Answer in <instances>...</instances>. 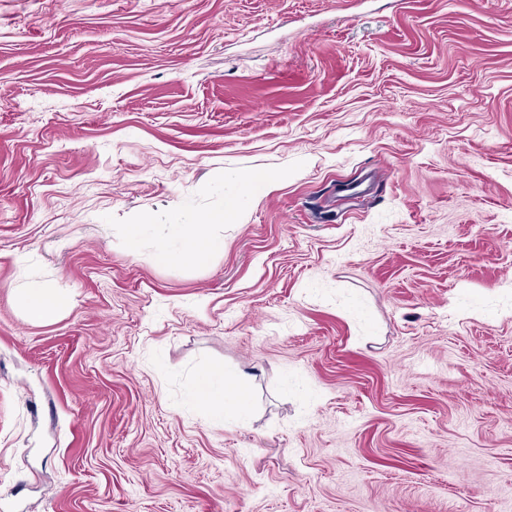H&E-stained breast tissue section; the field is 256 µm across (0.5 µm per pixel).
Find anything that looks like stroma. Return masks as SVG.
Masks as SVG:
<instances>
[{
  "instance_id": "obj_1",
  "label": "stroma",
  "mask_w": 512,
  "mask_h": 512,
  "mask_svg": "<svg viewBox=\"0 0 512 512\" xmlns=\"http://www.w3.org/2000/svg\"><path fill=\"white\" fill-rule=\"evenodd\" d=\"M506 503L512 0H0V512ZM238 182L246 196L255 191L270 192L276 182V177L266 171H245L238 177ZM245 205L242 198L224 202V214L221 217L207 216L199 221H183L176 217L170 224L182 238L180 257L194 261H203L209 255L224 248L223 224L241 222ZM64 304V298L45 288L28 290L23 296V306L26 315L39 320L45 317L50 310L60 309ZM213 376L201 379L197 390V402L212 413H221L224 419L232 412H244L247 408V398L241 386H227L217 389Z\"/></svg>"
}]
</instances>
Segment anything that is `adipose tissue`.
Returning a JSON list of instances; mask_svg holds the SVG:
<instances>
[{
  "label": "adipose tissue",
  "mask_w": 512,
  "mask_h": 512,
  "mask_svg": "<svg viewBox=\"0 0 512 512\" xmlns=\"http://www.w3.org/2000/svg\"><path fill=\"white\" fill-rule=\"evenodd\" d=\"M238 182L243 189V198L225 202L224 213L219 217L208 216L198 221L176 220L174 228L182 238L181 254L184 258L202 261L224 248V225L243 219L244 197L257 191H271L276 178L266 171H246L240 174ZM197 401L215 414L242 412L247 408V398L242 387L227 386L216 388L212 377L201 379L197 390Z\"/></svg>",
  "instance_id": "ef3b65f1"
}]
</instances>
